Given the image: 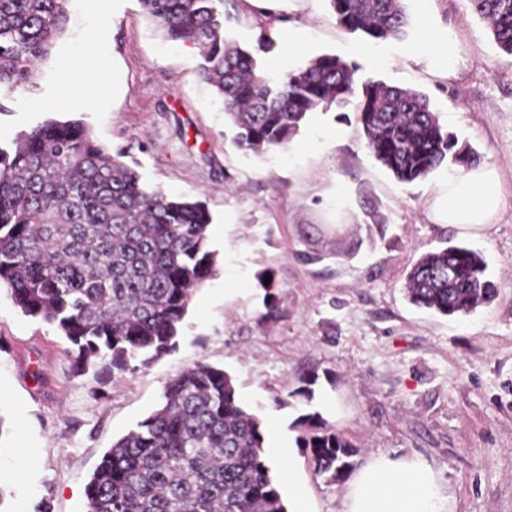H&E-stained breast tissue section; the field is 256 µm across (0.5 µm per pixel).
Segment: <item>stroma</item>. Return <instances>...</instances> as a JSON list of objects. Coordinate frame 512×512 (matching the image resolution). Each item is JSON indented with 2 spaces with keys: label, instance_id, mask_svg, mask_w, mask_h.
<instances>
[{
  "label": "stroma",
  "instance_id": "obj_1",
  "mask_svg": "<svg viewBox=\"0 0 512 512\" xmlns=\"http://www.w3.org/2000/svg\"><path fill=\"white\" fill-rule=\"evenodd\" d=\"M403 37L370 41L336 23L329 0H227L224 34L250 50L261 32L270 77L333 54L357 85L425 94L442 126L500 176L502 205L480 235L449 227L436 202L447 168L400 185L366 147L352 107L316 109L286 147L238 149L222 103L199 77L193 45L165 41L139 0H70V23L32 83L0 87V146L46 118L82 120L109 152H125L143 184L202 201L217 272L188 307L176 351L99 385L76 375L70 344L22 315L0 288V512H86L89 475L112 443L161 401L166 383L203 361L224 369L266 445L293 450L310 512H342L347 481L315 476L299 417L320 416L357 450L421 459L439 475L448 512H512V56L468 0H404ZM106 36L79 60L96 28ZM305 33L301 52L288 32ZM451 34L452 72L416 52ZM105 83L104 102L83 97ZM480 249L498 289L464 318L405 296L412 263L440 240ZM287 311L261 321L266 274ZM315 375L312 398L298 376Z\"/></svg>",
  "mask_w": 512,
  "mask_h": 512
}]
</instances>
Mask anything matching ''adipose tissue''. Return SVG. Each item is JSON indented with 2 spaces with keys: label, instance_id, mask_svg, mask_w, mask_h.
<instances>
[{
  "label": "adipose tissue",
  "instance_id": "adipose-tissue-1",
  "mask_svg": "<svg viewBox=\"0 0 512 512\" xmlns=\"http://www.w3.org/2000/svg\"><path fill=\"white\" fill-rule=\"evenodd\" d=\"M502 202L497 170L479 164L449 174L440 198L448 225L476 234L491 224ZM440 478L422 460L370 459L354 475L343 512H447Z\"/></svg>",
  "mask_w": 512,
  "mask_h": 512
}]
</instances>
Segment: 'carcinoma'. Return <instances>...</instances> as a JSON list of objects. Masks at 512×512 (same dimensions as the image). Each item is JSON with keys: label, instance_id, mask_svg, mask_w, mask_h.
Wrapping results in <instances>:
<instances>
[{"label": "carcinoma", "instance_id": "carcinoma-1", "mask_svg": "<svg viewBox=\"0 0 512 512\" xmlns=\"http://www.w3.org/2000/svg\"><path fill=\"white\" fill-rule=\"evenodd\" d=\"M69 0H0V85L23 86L66 31ZM337 24L374 40L400 38L403 0H330ZM169 41L198 49V74L221 98L238 148L283 147L319 107L342 108L357 67L317 55L271 83L258 58L224 36V0H139ZM494 43L512 56V0H470ZM367 148L397 182L447 162L470 167L421 92L367 83L355 104ZM79 119H47L0 147V288L26 317L46 323L75 353V370L105 385L176 349L196 290L216 272L211 215L186 196L141 185ZM483 255L450 245L422 253L408 300L446 317L471 315L496 296ZM275 281L262 318L282 315ZM317 476L339 481L355 448L322 422L297 438ZM86 512H287L265 459L259 417L241 406L232 377L197 362L164 387L162 402L112 443L85 487Z\"/></svg>", "mask_w": 512, "mask_h": 512}]
</instances>
